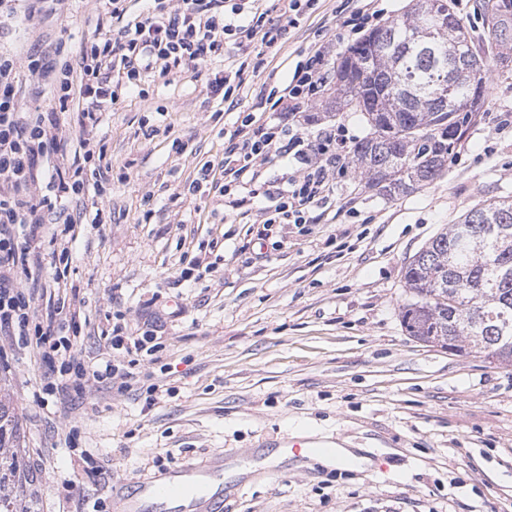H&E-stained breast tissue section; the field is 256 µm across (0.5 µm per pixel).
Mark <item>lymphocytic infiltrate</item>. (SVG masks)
Wrapping results in <instances>:
<instances>
[{
  "label": "lymphocytic infiltrate",
  "mask_w": 512,
  "mask_h": 512,
  "mask_svg": "<svg viewBox=\"0 0 512 512\" xmlns=\"http://www.w3.org/2000/svg\"><path fill=\"white\" fill-rule=\"evenodd\" d=\"M111 19L102 36L87 40L77 60L60 52L30 53L24 62L0 56V333L17 337L24 348L37 352L46 366L40 373L41 392L47 396L83 395L94 385L125 392L137 387L141 375L121 360L86 359L77 347L83 334V302L67 290L69 244L77 237L78 222L65 216L62 229L49 233V253L18 242L19 224L37 230L53 212L56 199L101 191L99 169L93 168L94 145L83 135L97 127L104 112L121 96L140 90L148 77L173 80L185 71H208V95L237 103L242 86L240 71L218 69L230 54H271L286 42L292 29L314 10L318 0H280L277 16L260 11L258 0H141L136 16H129L127 0H103ZM332 47L317 42L295 64L288 76L274 81L265 103L271 114L262 122L254 113L240 112L224 132V158L203 164L197 180L208 182L236 208L243 197L259 199L265 226L309 224L311 212L330 200L338 178L347 175L350 152L342 129L328 127L306 133L311 122L307 108L335 75ZM50 86L53 103L44 111L22 103L15 85L18 65ZM81 99L77 144L83 162L71 175L56 172L43 177L35 167L37 157L60 151L68 135L57 118ZM285 157L296 167L287 183L264 178L262 164L271 157ZM46 182L49 192L35 195L33 188ZM52 259V282L58 304L45 319L32 312L34 296L17 285L20 274L42 269Z\"/></svg>",
  "instance_id": "obj_1"
}]
</instances>
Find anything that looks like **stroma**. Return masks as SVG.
Returning a JSON list of instances; mask_svg holds the SVG:
<instances>
[{"mask_svg": "<svg viewBox=\"0 0 512 512\" xmlns=\"http://www.w3.org/2000/svg\"><path fill=\"white\" fill-rule=\"evenodd\" d=\"M357 5L319 0L266 67L245 69L237 110L190 71L145 79L143 94L103 114L92 137L110 165L107 193L86 194L89 221L67 270L87 320L79 346L110 354L116 323L160 336L139 367L170 393L151 406L145 390L96 386L65 405L38 401L39 360L0 335V400L20 417V463L35 476L19 512H110L115 489L230 457L246 473L219 512H512V366L426 346L399 313L413 255L477 204L512 198V70L490 75L475 123L424 188L387 197L352 172L306 231L280 224L265 239L257 204L232 210L209 192L181 194L223 159L238 110L262 115L269 71L287 76L320 39L350 46L340 14ZM26 7L0 6V54L75 51L103 13L100 0H63L38 22ZM309 113L315 127L370 134L333 90ZM197 259L209 271L183 280ZM74 427L100 475L85 474L81 448L65 444ZM296 436L359 462L312 473L291 456L265 463L264 451Z\"/></svg>", "mask_w": 512, "mask_h": 512, "instance_id": "obj_1", "label": "stroma"}]
</instances>
